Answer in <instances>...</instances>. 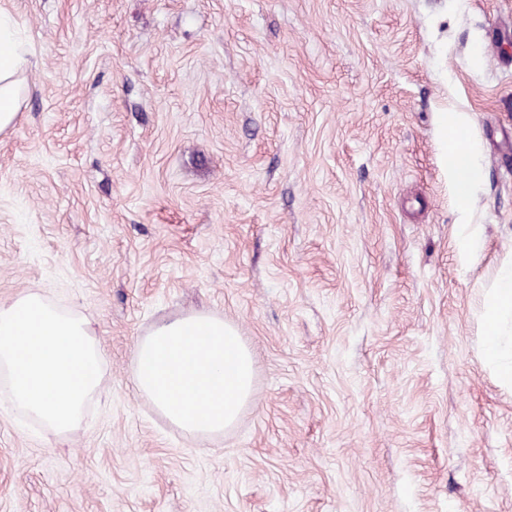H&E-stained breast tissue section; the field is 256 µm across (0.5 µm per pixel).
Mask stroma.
Masks as SVG:
<instances>
[{
    "label": "stroma",
    "mask_w": 512,
    "mask_h": 512,
    "mask_svg": "<svg viewBox=\"0 0 512 512\" xmlns=\"http://www.w3.org/2000/svg\"><path fill=\"white\" fill-rule=\"evenodd\" d=\"M33 53L0 133V302L85 317L59 435L0 397V512H512L485 301L512 261V0H0ZM483 177L459 209L442 122ZM207 311L255 361L171 425L138 338Z\"/></svg>",
    "instance_id": "obj_1"
}]
</instances>
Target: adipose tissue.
<instances>
[{"instance_id":"ef3b65f1","label":"adipose tissue","mask_w":512,"mask_h":512,"mask_svg":"<svg viewBox=\"0 0 512 512\" xmlns=\"http://www.w3.org/2000/svg\"><path fill=\"white\" fill-rule=\"evenodd\" d=\"M30 52L19 40L10 14L0 9V132L13 126L24 97L23 76L30 67ZM465 120L455 115L444 122V139L451 154L460 206H467L472 186L482 173L463 145ZM485 346L501 381L512 386V345H504L502 328L512 325V265L499 272L495 288L486 302Z\"/></svg>"}]
</instances>
